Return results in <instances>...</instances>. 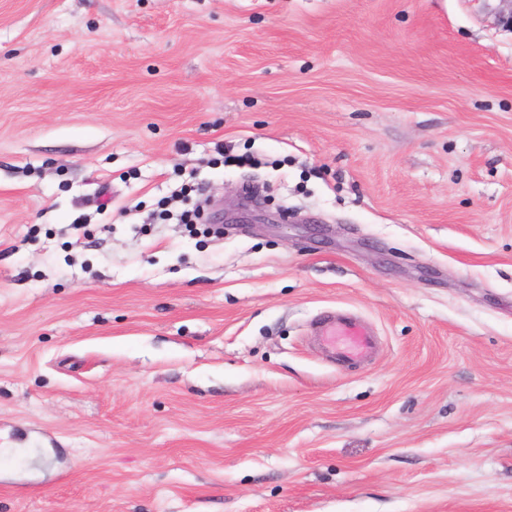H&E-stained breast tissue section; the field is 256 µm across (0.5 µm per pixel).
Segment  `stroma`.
<instances>
[{"mask_svg": "<svg viewBox=\"0 0 512 512\" xmlns=\"http://www.w3.org/2000/svg\"><path fill=\"white\" fill-rule=\"evenodd\" d=\"M504 8L0 0V512H512ZM314 336L322 350L342 361L369 358L377 343L374 330L353 314L324 317L314 329Z\"/></svg>", "mask_w": 512, "mask_h": 512, "instance_id": "35a3bbf8", "label": "stroma"}]
</instances>
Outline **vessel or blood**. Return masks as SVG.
<instances>
[{
	"instance_id": "vessel-or-blood-1",
	"label": "vessel or blood",
	"mask_w": 512,
	"mask_h": 512,
	"mask_svg": "<svg viewBox=\"0 0 512 512\" xmlns=\"http://www.w3.org/2000/svg\"><path fill=\"white\" fill-rule=\"evenodd\" d=\"M314 336L322 350L342 361L369 358L377 343L374 330L362 317L353 314L324 317Z\"/></svg>"
}]
</instances>
